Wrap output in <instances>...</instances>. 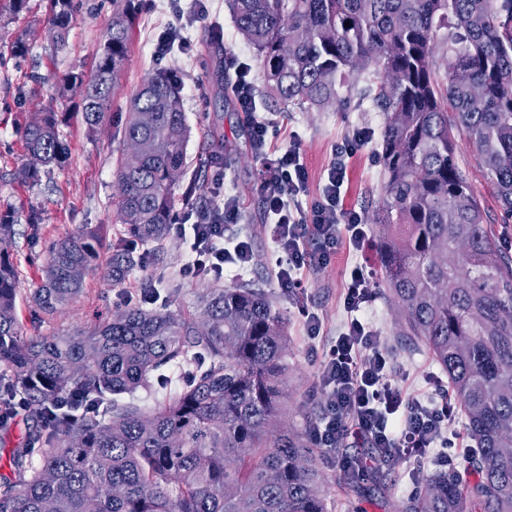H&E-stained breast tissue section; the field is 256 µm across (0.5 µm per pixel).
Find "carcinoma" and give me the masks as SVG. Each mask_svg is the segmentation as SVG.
Segmentation results:
<instances>
[{
	"label": "carcinoma",
	"instance_id": "carcinoma-1",
	"mask_svg": "<svg viewBox=\"0 0 512 512\" xmlns=\"http://www.w3.org/2000/svg\"><path fill=\"white\" fill-rule=\"evenodd\" d=\"M236 30L262 60L265 92L303 112L341 100L372 71L383 112L379 156L387 197L367 215L380 227L381 281L397 333L421 342L448 377L474 447L409 492L400 512H512V255L497 243L455 158L465 135L512 215V0H228ZM74 0H49L53 46L65 49ZM350 26H344L345 22ZM133 14L112 15L95 72L68 76L85 123L105 116L125 61ZM443 61L445 81L435 78ZM145 112L153 120L142 119ZM141 147L116 171L125 238L106 275L140 267L137 246L162 244L183 175L190 128L182 87L167 71L144 80L124 128ZM26 174L67 158L57 115L25 123ZM185 189L210 213L213 200ZM13 220L0 214V423L21 396L38 421L10 450L0 512H328L309 435L282 420L286 323L249 283L208 288L182 312L159 295L127 303L66 334L24 333L17 271L5 245ZM96 249L73 234L46 249L34 315L61 313L82 292ZM185 368L180 391L147 409L135 393Z\"/></svg>",
	"mask_w": 512,
	"mask_h": 512
}]
</instances>
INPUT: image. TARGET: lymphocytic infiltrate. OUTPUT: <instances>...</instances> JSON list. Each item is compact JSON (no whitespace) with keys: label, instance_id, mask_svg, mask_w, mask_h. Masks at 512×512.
I'll return each mask as SVG.
<instances>
[{"label":"lymphocytic infiltrate","instance_id":"f902f5d3","mask_svg":"<svg viewBox=\"0 0 512 512\" xmlns=\"http://www.w3.org/2000/svg\"><path fill=\"white\" fill-rule=\"evenodd\" d=\"M234 71L233 91L251 127L252 145L263 162L261 195L274 228L278 257V285L288 291L298 288L301 270L327 265L340 246L359 250L368 232L356 212L343 201L348 160L368 140L359 131L333 148V159L325 170L323 184L310 211L293 207L291 201L307 188L308 172L298 147L275 151V122L259 115L249 70L237 57L224 60ZM238 200L225 198L209 221L174 225L183 240L188 259L185 275H220L225 267L245 268L253 259L248 239L227 237L238 223ZM370 299L369 277L362 265H354L344 284L346 320L319 365L322 414L312 429L316 447L335 453L350 432L365 436L373 447L393 457H417L429 449L439 451L441 462L453 461L457 453L448 438L454 406L443 381H436L435 396L423 403L404 397L392 384L393 367L377 331L362 319Z\"/></svg>","mask_w":512,"mask_h":512}]
</instances>
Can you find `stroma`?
I'll return each instance as SVG.
<instances>
[{"label":"stroma","mask_w":512,"mask_h":512,"mask_svg":"<svg viewBox=\"0 0 512 512\" xmlns=\"http://www.w3.org/2000/svg\"><path fill=\"white\" fill-rule=\"evenodd\" d=\"M203 10L188 17V53L160 61L153 54L154 39L172 18L167 0H156L154 8L140 6L131 33L127 59L116 74L114 90L103 121L96 128L85 124L76 98L61 95L60 86L71 72L91 75L105 28L113 13L123 8V0H78L75 20L69 30L67 47L55 52L46 33L49 15L47 0H28L27 7L13 13L8 0H0V212L14 219V237L9 253L18 267L17 313L27 334L65 332L107 317L118 310L126 290L153 286L173 307L191 310L204 289L253 282L272 299L287 322L288 382L284 398L285 419L298 431L308 427V410L319 399V363L344 320L343 284L352 263L363 264L370 273L371 298L365 317L384 341L394 366V383L409 398L423 399L431 392V379L441 372L423 344L408 345L395 334V313L377 274L379 257L374 240H366L359 252L340 247L329 265L301 271V288L288 292L275 277V244L258 189L261 162L251 148V128L236 101H223L212 76L217 55L236 53L248 65L255 85H262L261 60L256 51L238 35L226 0H204ZM223 28V40L212 33ZM26 38L30 50L19 58L12 52L18 38ZM171 72L183 88V109L191 128L187 146V168L174 188L178 216H190L181 194L187 183H196L204 197L213 191L240 200L239 223L231 225L234 234L247 236L253 260L247 271H225L184 276V245L168 235L159 254L130 273L119 285L106 276L114 246L125 235L118 217L115 170L126 147L124 127L131 96L145 76L156 70ZM374 81L363 75L360 88L340 103L320 112H303L257 97L258 112L275 119L281 129L275 147L297 144L309 180L298 204L310 209L317 196L323 173L332 159L337 142L354 132L366 131L371 140L351 158L348 167L346 208L366 216L381 202L385 180L376 142L383 126V114L371 99L360 96L361 88ZM53 106L62 116V138L68 161L41 174L25 177L29 157L19 128L35 112ZM219 155L217 168H200L206 156ZM455 157L465 170L492 224L501 247L512 253V216L500 207L494 190L484 176L466 136L455 138ZM84 232L98 242V249L86 272L82 293L61 316L46 322L35 320L28 297L41 280L45 250L54 241ZM317 313L322 322L319 336L310 337L304 328L305 312ZM361 458L367 463V478L349 484L339 466L341 458ZM318 465L324 476L321 491L328 512H397L410 489L435 470L432 462L409 459L381 464L366 439L348 437L335 457L320 454Z\"/></svg>","instance_id":"1"}]
</instances>
